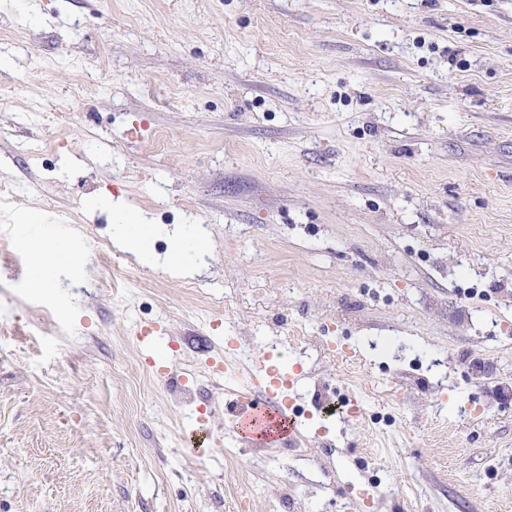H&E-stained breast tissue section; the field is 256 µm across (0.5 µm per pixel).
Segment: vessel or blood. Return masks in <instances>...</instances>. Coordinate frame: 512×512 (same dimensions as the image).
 Segmentation results:
<instances>
[{"mask_svg": "<svg viewBox=\"0 0 512 512\" xmlns=\"http://www.w3.org/2000/svg\"><path fill=\"white\" fill-rule=\"evenodd\" d=\"M255 373L266 380L267 395L261 400H247L245 411L237 417L236 431L247 443L292 438L301 426L293 407L299 375L281 374L266 358L256 362Z\"/></svg>", "mask_w": 512, "mask_h": 512, "instance_id": "obj_1", "label": "vessel or blood"}]
</instances>
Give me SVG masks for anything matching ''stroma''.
<instances>
[{
	"label": "stroma",
	"mask_w": 512,
	"mask_h": 512,
	"mask_svg": "<svg viewBox=\"0 0 512 512\" xmlns=\"http://www.w3.org/2000/svg\"><path fill=\"white\" fill-rule=\"evenodd\" d=\"M1 29L0 512H512V0H0ZM118 197L148 251L210 250L136 260ZM35 242L79 269L34 286ZM229 336L304 378L266 463ZM117 206L121 209V218L123 224H135L140 229L139 235L125 239V246L132 252L136 253L137 255L142 254L143 256H145V253L141 251V248L143 239L148 234L151 228L149 221L147 220L146 217L140 214L130 213L123 210L122 203L120 201L117 202Z\"/></svg>",
	"instance_id": "35a3bbf8"
}]
</instances>
